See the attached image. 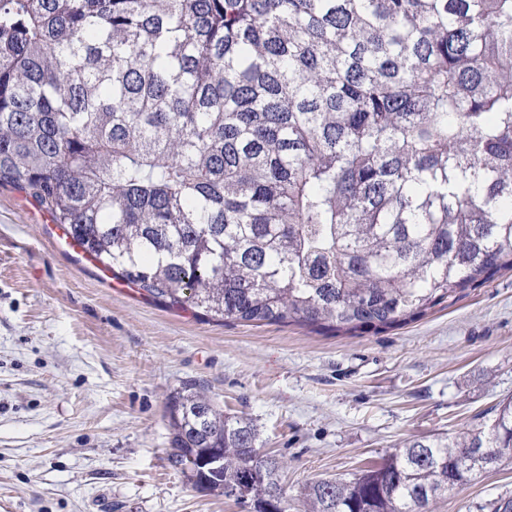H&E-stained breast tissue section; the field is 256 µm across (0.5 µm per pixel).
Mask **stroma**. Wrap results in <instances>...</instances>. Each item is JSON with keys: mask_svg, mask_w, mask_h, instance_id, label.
Here are the masks:
<instances>
[{"mask_svg": "<svg viewBox=\"0 0 512 512\" xmlns=\"http://www.w3.org/2000/svg\"><path fill=\"white\" fill-rule=\"evenodd\" d=\"M50 216L0 186V512H250L170 467L168 406L202 385L280 458L288 512L413 439L471 428L512 398V271L379 333L204 322L59 253ZM512 465L434 512H489Z\"/></svg>", "mask_w": 512, "mask_h": 512, "instance_id": "1", "label": "stroma"}]
</instances>
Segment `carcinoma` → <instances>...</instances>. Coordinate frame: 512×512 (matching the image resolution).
Segmentation results:
<instances>
[{
  "label": "carcinoma",
  "instance_id": "1",
  "mask_svg": "<svg viewBox=\"0 0 512 512\" xmlns=\"http://www.w3.org/2000/svg\"><path fill=\"white\" fill-rule=\"evenodd\" d=\"M0 185L203 321L379 332L512 271V0H0ZM170 465L280 511L277 459L195 383ZM512 459V401L304 512H433Z\"/></svg>",
  "mask_w": 512,
  "mask_h": 512
}]
</instances>
